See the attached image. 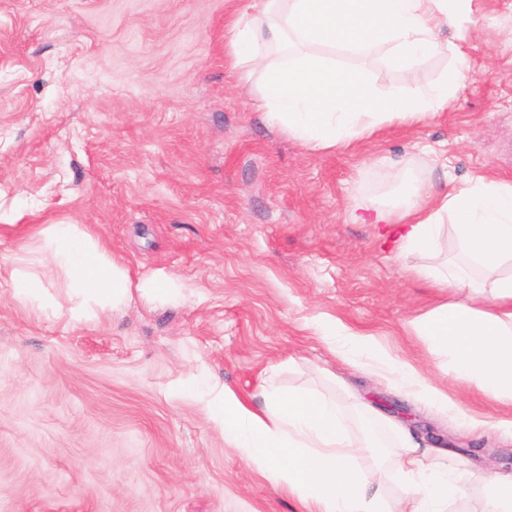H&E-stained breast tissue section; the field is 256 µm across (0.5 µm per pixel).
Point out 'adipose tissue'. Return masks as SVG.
I'll list each match as a JSON object with an SVG mask.
<instances>
[{
	"label": "adipose tissue",
	"instance_id": "ef3b65f1",
	"mask_svg": "<svg viewBox=\"0 0 512 512\" xmlns=\"http://www.w3.org/2000/svg\"><path fill=\"white\" fill-rule=\"evenodd\" d=\"M472 0H251L230 23L231 64L260 60L264 48L287 39L308 46L269 70L264 121L309 149L329 150L374 136L390 124L414 125L442 111L457 91L456 74L433 89L383 98L355 71H339L313 55L316 47L340 46L360 53L385 47L403 65L444 51L442 28L470 21ZM423 184L413 182L394 202L372 213H351L354 224H396L400 254L419 257L413 274L441 291L463 287L461 301H446L407 323L429 354L446 357L454 378L512 412V182L478 177L452 188L436 204L423 203ZM453 226L464 257L440 264L430 258L446 226ZM42 254L70 278L71 318L98 322L119 315L132 296L127 270L87 229L52 224ZM323 338L344 363L383 379L437 414L460 413L463 424L512 432V415L489 419L461 412L447 390L430 381L420 365L404 361L372 335L341 322H320ZM264 406L250 409L223 390L207 403L224 430V445L296 497L307 512H447L464 497L472 474L443 448L421 446L400 428L394 445L382 448L402 483L400 496L381 492L384 473L370 462L369 447L347 433L335 400L305 388L264 390Z\"/></svg>",
	"mask_w": 512,
	"mask_h": 512
}]
</instances>
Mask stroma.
Instances as JSON below:
<instances>
[{
    "label": "stroma",
    "mask_w": 512,
    "mask_h": 512,
    "mask_svg": "<svg viewBox=\"0 0 512 512\" xmlns=\"http://www.w3.org/2000/svg\"><path fill=\"white\" fill-rule=\"evenodd\" d=\"M249 0H0V512H305L224 446L188 390L198 376L253 409L270 366L320 391L350 435L383 446L401 422L468 467L512 474V435L469 433L335 358L313 316L373 335L463 407L494 414L406 323L442 301L381 224L348 215L409 176L430 200L479 176L512 181V0H475L458 53L404 67L383 50L327 52L398 97L461 72L416 125L313 151L263 120V74L228 64L225 27ZM80 224L133 286L95 327L70 321L69 277L40 233ZM38 277L56 309L17 298Z\"/></svg>",
    "instance_id": "35a3bbf8"
}]
</instances>
